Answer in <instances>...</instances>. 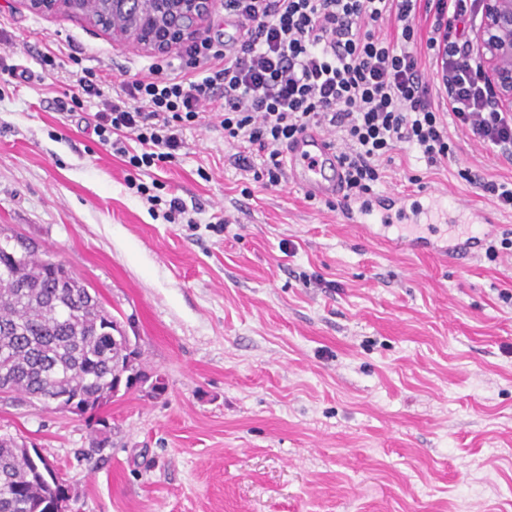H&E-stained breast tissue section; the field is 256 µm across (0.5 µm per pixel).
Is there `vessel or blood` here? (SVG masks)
I'll return each mask as SVG.
<instances>
[{"mask_svg":"<svg viewBox=\"0 0 512 512\" xmlns=\"http://www.w3.org/2000/svg\"><path fill=\"white\" fill-rule=\"evenodd\" d=\"M286 172L290 184L307 195L325 201L342 203V216L346 223L363 229L377 228L378 238L394 250L409 248L425 249L444 258L458 260L476 249L480 237L454 239L444 232L428 233L423 239L406 242L400 236H392L388 228L393 217L409 223H419L423 208L411 195L399 194L394 198L350 199L346 196L344 173L338 158V150L330 138L317 127H306L283 151Z\"/></svg>","mask_w":512,"mask_h":512,"instance_id":"obj_1","label":"vessel or blood"}]
</instances>
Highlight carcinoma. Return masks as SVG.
Instances as JSON below:
<instances>
[{
	"instance_id": "1",
	"label": "carcinoma",
	"mask_w": 512,
	"mask_h": 512,
	"mask_svg": "<svg viewBox=\"0 0 512 512\" xmlns=\"http://www.w3.org/2000/svg\"><path fill=\"white\" fill-rule=\"evenodd\" d=\"M99 293L50 264L25 237L0 242V392L30 400L57 391L93 410L138 380L127 371V339ZM56 490L39 480L12 436L0 435V512H43Z\"/></svg>"
}]
</instances>
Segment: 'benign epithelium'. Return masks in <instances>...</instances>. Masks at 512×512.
I'll use <instances>...</instances> for the list:
<instances>
[{
    "instance_id": "7a95c632",
    "label": "benign epithelium",
    "mask_w": 512,
    "mask_h": 512,
    "mask_svg": "<svg viewBox=\"0 0 512 512\" xmlns=\"http://www.w3.org/2000/svg\"><path fill=\"white\" fill-rule=\"evenodd\" d=\"M31 7L86 18L77 0H26ZM482 23L473 46L499 109L512 112V0H480ZM112 39L135 41L144 49L164 54L196 36L212 14V0H109ZM44 406L76 413L66 396H47Z\"/></svg>"
}]
</instances>
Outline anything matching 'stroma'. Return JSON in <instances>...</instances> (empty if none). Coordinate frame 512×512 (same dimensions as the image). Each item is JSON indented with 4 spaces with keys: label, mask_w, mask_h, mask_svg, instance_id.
I'll use <instances>...</instances> for the list:
<instances>
[{
    "label": "stroma",
    "mask_w": 512,
    "mask_h": 512,
    "mask_svg": "<svg viewBox=\"0 0 512 512\" xmlns=\"http://www.w3.org/2000/svg\"><path fill=\"white\" fill-rule=\"evenodd\" d=\"M160 60L0 0V64L24 72L0 74V227L96 288L166 384L89 416L0 394V433L57 469L73 512H512V254L389 252L253 182L212 115L137 172L99 142L95 103L57 109L75 67L116 85ZM448 134L438 167L394 151L382 192L497 209L457 170L510 182L512 162ZM174 196L192 223L166 219Z\"/></svg>",
    "instance_id": "obj_1"
}]
</instances>
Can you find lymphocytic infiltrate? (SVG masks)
<instances>
[{
	"mask_svg": "<svg viewBox=\"0 0 512 512\" xmlns=\"http://www.w3.org/2000/svg\"><path fill=\"white\" fill-rule=\"evenodd\" d=\"M224 10L243 28L231 52L193 41L179 69L122 82L113 100L81 70L59 110L100 99L94 131L135 169L175 161L185 130L215 112L239 168L265 186L282 183L283 146L314 125L340 145L357 197L382 182L398 147L448 161L452 124L512 156V113L494 106L472 55L479 0H224Z\"/></svg>",
	"mask_w": 512,
	"mask_h": 512,
	"instance_id": "lymphocytic-infiltrate-1",
	"label": "lymphocytic infiltrate"
}]
</instances>
